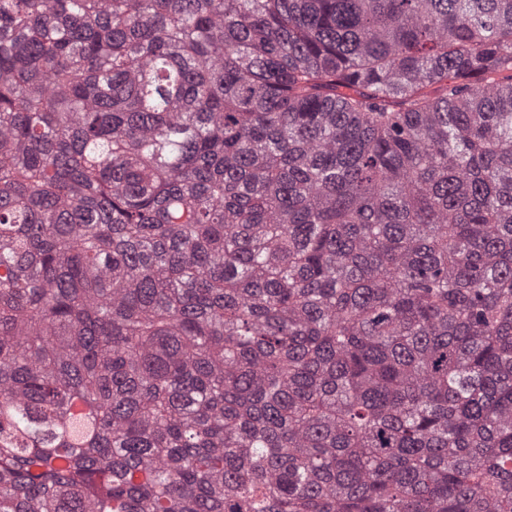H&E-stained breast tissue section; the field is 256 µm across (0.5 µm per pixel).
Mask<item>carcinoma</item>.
<instances>
[{"mask_svg": "<svg viewBox=\"0 0 512 512\" xmlns=\"http://www.w3.org/2000/svg\"><path fill=\"white\" fill-rule=\"evenodd\" d=\"M0 512H512V0H0Z\"/></svg>", "mask_w": 512, "mask_h": 512, "instance_id": "1", "label": "carcinoma"}]
</instances>
